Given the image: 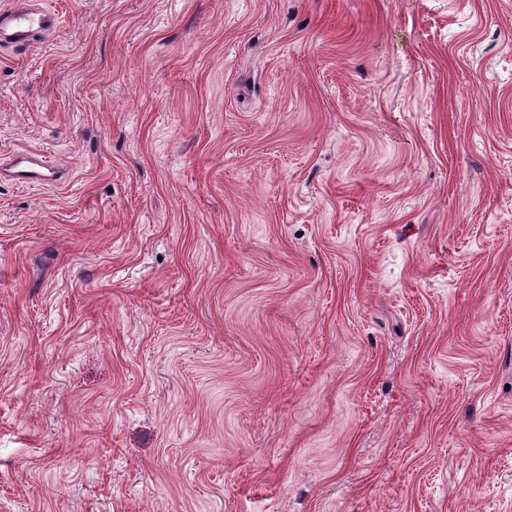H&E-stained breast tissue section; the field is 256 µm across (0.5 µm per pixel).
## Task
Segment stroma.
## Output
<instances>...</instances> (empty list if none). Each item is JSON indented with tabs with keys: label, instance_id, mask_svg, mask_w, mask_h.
<instances>
[{
	"label": "stroma",
	"instance_id": "obj_1",
	"mask_svg": "<svg viewBox=\"0 0 512 512\" xmlns=\"http://www.w3.org/2000/svg\"><path fill=\"white\" fill-rule=\"evenodd\" d=\"M37 4L0 512H512V0ZM12 174L20 182L39 183L60 181L64 176L63 172L49 160L25 153L14 157Z\"/></svg>",
	"mask_w": 512,
	"mask_h": 512
}]
</instances>
